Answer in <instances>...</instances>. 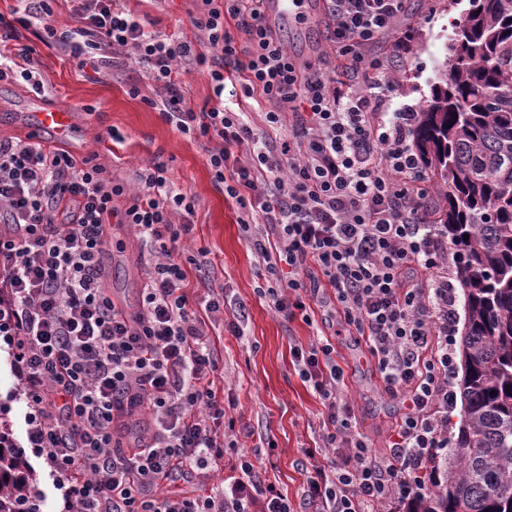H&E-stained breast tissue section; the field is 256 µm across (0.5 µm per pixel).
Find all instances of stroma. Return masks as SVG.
I'll return each mask as SVG.
<instances>
[{"label": "stroma", "instance_id": "1", "mask_svg": "<svg viewBox=\"0 0 512 512\" xmlns=\"http://www.w3.org/2000/svg\"><path fill=\"white\" fill-rule=\"evenodd\" d=\"M408 2L404 23L411 38L392 65L393 88L387 102L392 115L407 105L420 108L430 97L436 73L448 55L452 26L466 7L464 0ZM119 3L162 37L194 35L190 19L200 7L198 0ZM323 11L321 0H316L313 26L307 30L276 21L278 34L298 61L314 60L325 47ZM42 33L41 23H34L22 30L21 42L36 50V79L44 86L43 100L72 109L83 131L67 145V152L93 157L128 188L151 160L167 163L175 186L194 201L193 232L187 245L193 253L204 250L207 274L202 277L189 269L188 291L198 295L209 285L224 295V309L213 315L210 333L220 373L217 386L234 420L233 435L241 450L269 459L268 480L294 506H301L307 481L305 451L320 442L323 406L300 377L291 349L325 336L336 346V361L345 378L343 398L352 406L354 426L374 454L386 453L402 407L383 392L373 361L355 332L324 323L333 308L331 291L321 293L314 323L276 313L257 293L265 271L247 244L235 204L213 183L204 143L183 136L148 106L156 88L134 63L124 60L99 70L82 69L70 53L45 45ZM134 84L140 88L136 96L130 93ZM31 95L30 86L17 75L0 81V140L28 139ZM113 130L118 139L110 138ZM110 233L111 243L102 256L109 271L106 286L115 300L134 310L148 278L150 250L126 225H111Z\"/></svg>", "mask_w": 512, "mask_h": 512}]
</instances>
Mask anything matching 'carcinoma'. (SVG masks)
<instances>
[{"label": "carcinoma", "mask_w": 512, "mask_h": 512, "mask_svg": "<svg viewBox=\"0 0 512 512\" xmlns=\"http://www.w3.org/2000/svg\"><path fill=\"white\" fill-rule=\"evenodd\" d=\"M448 50L409 134L456 257L461 425L407 512H512V0H468ZM9 436L0 417V512L35 493Z\"/></svg>", "instance_id": "obj_1"}]
</instances>
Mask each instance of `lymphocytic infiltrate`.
<instances>
[{
  "mask_svg": "<svg viewBox=\"0 0 512 512\" xmlns=\"http://www.w3.org/2000/svg\"><path fill=\"white\" fill-rule=\"evenodd\" d=\"M264 0H201L194 38L167 41L112 0H74L70 28L53 23L50 0H19L0 18V60L16 26L41 20L53 44L90 64L122 52L157 89L148 105L175 130L210 142L214 184L269 273L260 296L283 316L311 320L330 289L334 313L361 336L385 394L402 413L388 452L371 454L341 397L344 373L331 340L292 354L323 406L322 443L306 456V504L315 512H387L413 500L448 446L456 296L448 286V239L431 221L429 190L406 142L386 120L392 83L372 48L392 36L401 52L407 0H323L329 51L300 62L268 23ZM342 61L345 80L323 66ZM206 76L238 107L193 109L179 65ZM376 93L358 90L359 81ZM261 106V124L240 105ZM165 163L138 174L133 193L92 158L23 141H0V340L26 408V442L50 467L68 512H296L262 478L260 460L221 431L224 403L207 315L196 310L178 247L194 205ZM127 196L125 208L114 206ZM153 244V269L138 310L116 304L97 258L110 220ZM149 415L147 437L117 445L124 422ZM236 458L225 464L224 452ZM208 469L220 485L168 493L172 474Z\"/></svg>",
  "mask_w": 512,
  "mask_h": 512,
  "instance_id": "1",
  "label": "lymphocytic infiltrate"
}]
</instances>
